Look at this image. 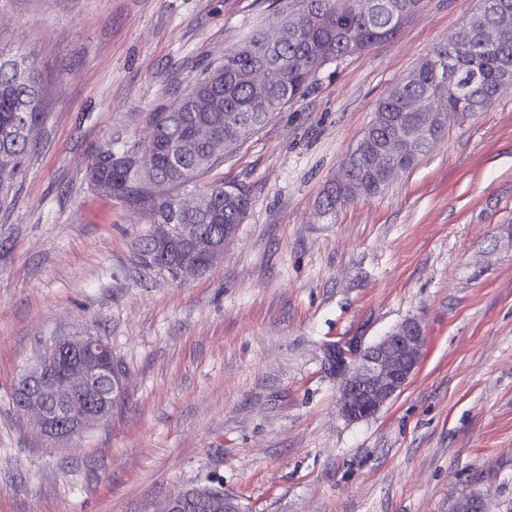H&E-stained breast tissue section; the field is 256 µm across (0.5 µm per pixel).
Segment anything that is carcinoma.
I'll use <instances>...</instances> for the list:
<instances>
[{"label": "carcinoma", "mask_w": 512, "mask_h": 512, "mask_svg": "<svg viewBox=\"0 0 512 512\" xmlns=\"http://www.w3.org/2000/svg\"><path fill=\"white\" fill-rule=\"evenodd\" d=\"M424 0H285L279 13L284 34L272 46L260 30L224 54V60L203 66L199 76L171 105L148 114L141 142L99 152L88 171L99 193L122 200L142 213L149 224H188L191 236L215 238L237 229L249 207L245 191L212 184L202 190L198 210L175 209V191L197 184L224 155L211 142L231 149L250 138L277 112L304 96L316 71L342 58L349 40L367 50L400 34L402 16L419 14ZM494 34V40L486 35ZM278 73L257 92L253 75L260 69ZM512 0H493V7L473 15L451 37L399 79L379 100L374 118L343 161L344 176L332 180L320 207L327 213L356 199L383 193L396 170L412 169L419 157L444 134L455 114L482 112L512 87ZM422 101L431 115L416 112ZM41 76L28 57L0 52V154L11 158L10 171L0 174V197L6 198L31 149L27 131L42 116ZM154 150L153 171L137 167L139 144ZM190 143L186 152L181 145ZM166 184V198L155 190ZM194 254L191 243L175 241L165 265L154 253L148 231L137 243V258L146 269L173 276L170 265Z\"/></svg>", "instance_id": "carcinoma-1"}]
</instances>
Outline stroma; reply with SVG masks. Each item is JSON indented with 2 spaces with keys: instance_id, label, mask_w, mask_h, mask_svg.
<instances>
[{
  "instance_id": "35a3bbf8",
  "label": "stroma",
  "mask_w": 512,
  "mask_h": 512,
  "mask_svg": "<svg viewBox=\"0 0 512 512\" xmlns=\"http://www.w3.org/2000/svg\"><path fill=\"white\" fill-rule=\"evenodd\" d=\"M278 0H0V49L44 76L33 147L0 203V512H136L222 485L243 512L512 506V88L450 118L380 195L318 209L377 101L479 0H425L394 39L321 68L204 184L250 204L220 264L140 266L142 214L99 196L93 156L135 142ZM416 373L373 418L338 412L327 353L409 317ZM107 338L125 375L105 424L44 437L12 386L50 337Z\"/></svg>"
}]
</instances>
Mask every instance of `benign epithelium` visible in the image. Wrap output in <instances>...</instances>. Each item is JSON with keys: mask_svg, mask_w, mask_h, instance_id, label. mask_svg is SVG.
Here are the masks:
<instances>
[{"mask_svg": "<svg viewBox=\"0 0 512 512\" xmlns=\"http://www.w3.org/2000/svg\"><path fill=\"white\" fill-rule=\"evenodd\" d=\"M151 239L160 251L174 241L171 224L150 225ZM227 232L220 241L197 244L206 257V267L216 266L233 242ZM426 345L425 330L416 317H408L379 340L367 345H336L344 361L336 368L343 376L339 411L350 422L374 417L396 397L416 372ZM106 376L112 390L105 398L97 392L96 379ZM17 408L32 414L40 432L51 439L71 440L108 420L111 402L123 390V379L114 368L110 348L91 333L77 332L54 337L37 352L15 382ZM194 499L224 512H240L229 496H217L208 488L190 492Z\"/></svg>", "mask_w": 512, "mask_h": 512, "instance_id": "benign-epithelium-1", "label": "benign epithelium"}]
</instances>
